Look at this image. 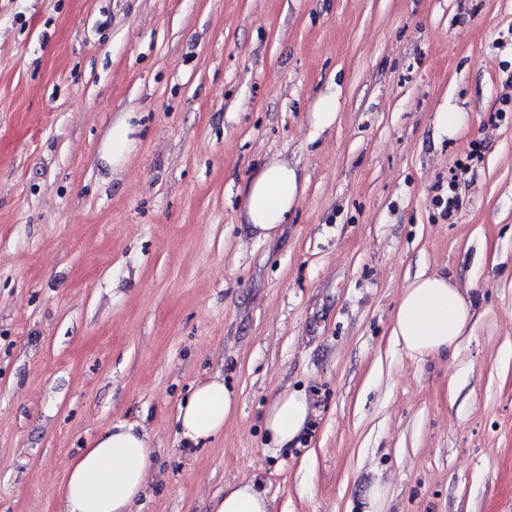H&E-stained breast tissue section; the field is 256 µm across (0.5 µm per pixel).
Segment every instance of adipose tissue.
<instances>
[{
  "label": "adipose tissue",
  "instance_id": "ef3b65f1",
  "mask_svg": "<svg viewBox=\"0 0 512 512\" xmlns=\"http://www.w3.org/2000/svg\"><path fill=\"white\" fill-rule=\"evenodd\" d=\"M135 127L121 117L105 139L100 160L112 174L121 173L136 146ZM296 167L273 157L258 165L241 189L242 218L260 239L275 237L296 209L303 191ZM473 308L444 272L421 275L404 288L392 315L390 334L413 358L453 353L469 330ZM235 393L223 378L197 383L177 415L178 434L200 443L216 437L234 413ZM311 412L304 392L284 390L267 405L263 416L269 448L290 447ZM144 428L117 422L104 428L88 448L69 463L60 489L61 512H133L144 494L152 465ZM212 512H270V502L253 482L227 486L215 498Z\"/></svg>",
  "mask_w": 512,
  "mask_h": 512
}]
</instances>
